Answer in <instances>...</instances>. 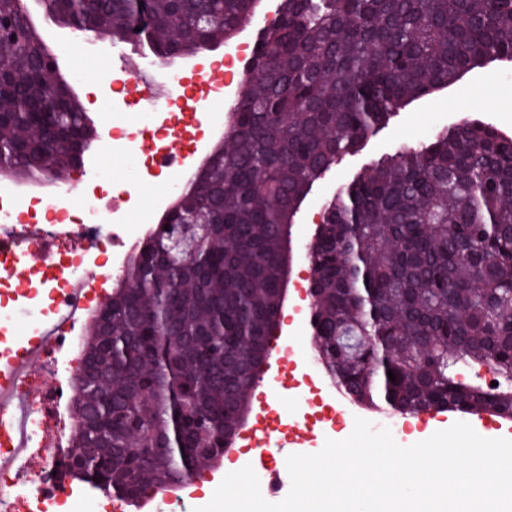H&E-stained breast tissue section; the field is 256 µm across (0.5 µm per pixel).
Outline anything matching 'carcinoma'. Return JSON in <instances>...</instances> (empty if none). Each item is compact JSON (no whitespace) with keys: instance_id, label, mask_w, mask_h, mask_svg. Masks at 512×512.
Here are the masks:
<instances>
[{"instance_id":"1","label":"carcinoma","mask_w":512,"mask_h":512,"mask_svg":"<svg viewBox=\"0 0 512 512\" xmlns=\"http://www.w3.org/2000/svg\"><path fill=\"white\" fill-rule=\"evenodd\" d=\"M27 2L0 0L6 179L53 178L95 142ZM37 2L78 39L171 65L228 45L257 0ZM496 60L512 62V0H279L224 137L91 318L68 476L135 503L148 474L175 489L222 461L263 379L314 185L410 102ZM188 222L203 229L185 257L164 226ZM304 257L315 357L351 404L512 421V134L461 118L400 145L324 202Z\"/></svg>"}]
</instances>
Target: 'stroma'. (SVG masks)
<instances>
[{
	"instance_id": "35a3bbf8",
	"label": "stroma",
	"mask_w": 512,
	"mask_h": 512,
	"mask_svg": "<svg viewBox=\"0 0 512 512\" xmlns=\"http://www.w3.org/2000/svg\"><path fill=\"white\" fill-rule=\"evenodd\" d=\"M37 25L43 38L51 47H64L65 56L60 59L61 69L68 74L79 102L92 121H99L102 111L112 104L109 84L113 72L121 67L143 65L142 47L133 44L114 45L111 38L103 37L92 42L76 39L69 30L46 20ZM477 112L499 126L512 129V64L493 65L469 73L448 90L419 99L405 107L389 125L370 137L356 155L344 158L324 180L316 184L305 200L292 229L294 263L288 286V297L281 317V329L272 344V353L266 368L267 373H278L284 388L280 390L276 409L280 415L295 420V434L306 438L307 451L319 452L325 443L319 429L302 423V413L287 387L293 377L300 373L295 362L286 361L285 348H292L297 358L312 356V337L309 324L303 323L295 313L307 294L309 279L308 264L304 258L307 242L311 239L316 224H319L324 201L343 183L367 170L373 161L393 153L402 143L416 145L427 140L433 133L454 122L461 115ZM143 151L133 155L103 153L99 156L102 176L107 181L128 186L143 208H151L166 181L165 176L148 177L141 174L140 167L145 157V148L151 147L150 137H142ZM32 384L42 394L40 410L42 427L51 435H69L70 419L68 407L57 404L50 395L51 382L43 366L32 370ZM349 418L360 417L372 423L374 428H389L394 440L409 446L431 437L435 432L451 427L458 422L452 413H424L417 417L388 416L349 407ZM293 441L283 443L282 453L275 459H262L245 446L243 439H236L233 449L227 454V466L205 464L198 467L195 483L209 480L222 481L228 468H240L246 463L258 462L262 467L286 470V458L294 454Z\"/></svg>"
}]
</instances>
